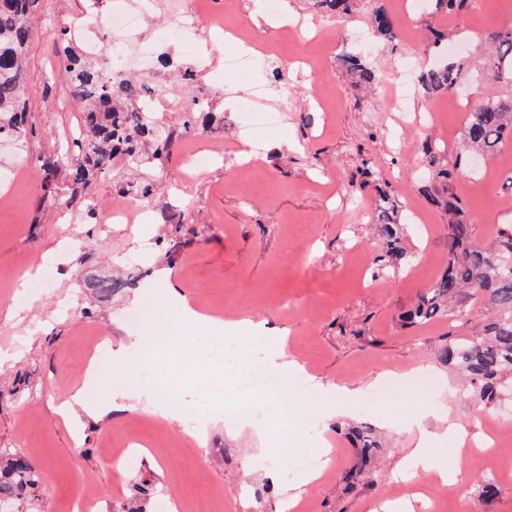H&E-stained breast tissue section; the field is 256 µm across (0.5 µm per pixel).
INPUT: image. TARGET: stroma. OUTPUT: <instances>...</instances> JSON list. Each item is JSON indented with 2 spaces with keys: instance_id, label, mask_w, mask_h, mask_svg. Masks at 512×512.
<instances>
[{
  "instance_id": "stroma-1",
  "label": "stroma",
  "mask_w": 512,
  "mask_h": 512,
  "mask_svg": "<svg viewBox=\"0 0 512 512\" xmlns=\"http://www.w3.org/2000/svg\"><path fill=\"white\" fill-rule=\"evenodd\" d=\"M269 2L204 0L194 47L174 39L157 47L155 74L168 93L155 107L177 134L165 168H138L117 158L86 192L88 203L105 209L124 204L120 183L154 180V222L144 226L87 222L63 193L40 189L36 159L66 148L79 125L60 79L59 31L85 8L107 14L115 0H36L25 91L31 127L0 143L1 171L21 157L28 163L24 177L5 185L0 203V351L11 355L0 365V448L24 455L42 471L30 512H77L90 492L99 512H155L160 500L177 512H282L294 493L301 512H370L378 500L387 512L408 503L415 512L432 505L442 512H512V446L471 456L451 485L424 471L416 482L406 479L418 439L413 419L432 433L427 451L444 467L458 453L454 426L482 435L486 421L495 419L496 408L472 401L464 381L439 358L450 339L475 335L491 310L464 295L455 320L413 327L400 320L448 256V213L438 199H457L477 241L486 245L497 225L512 224V189L498 173L455 169L468 107L453 106L451 94L429 96L415 81L399 78L405 60L419 70L435 60L426 11L398 12L393 40L377 41L368 57L378 81L364 87L351 82L342 56L354 31L368 29L365 16L337 17L319 12L313 0H288L313 29L286 33L276 27ZM435 20L469 31L464 53L474 55L486 31L512 25V0H482L475 18L441 14ZM225 26L260 40L262 52L249 74H227ZM196 47L207 50L209 67L189 87L182 74ZM258 81L270 85L267 107L281 120L259 130V155L250 163L217 159L203 172H187V155L246 149L241 105ZM198 97L208 99L209 119L196 112ZM428 141L452 174L434 182L426 197L420 186L428 174L422 152ZM382 188L416 211L413 219L399 211L397 219L404 248L423 258V270L381 272L376 199ZM87 256L100 276L124 280V287L106 298L80 288L76 274ZM47 258L60 269L56 280L42 296L17 303L20 274ZM163 268L191 303L221 307L226 320L247 318L286 330L289 359L322 382L347 387L341 416L324 420L316 396L304 395L295 381L274 395L244 391L215 360L172 352L156 362L154 373L173 380V390L138 392L123 412L87 416L74 428L58 408L85 376L89 332L103 333L113 346L132 344L135 333L124 315L140 310L149 324L169 326L175 343H182L186 330L167 304L158 277ZM386 371L434 375L439 405L418 389L358 414L357 402L384 386ZM194 405L206 410L196 435L183 418L184 408ZM161 406L172 409L173 418L159 416ZM229 412L241 420V430L225 428ZM353 425L372 428L382 444L364 467L348 435ZM135 436L148 443L140 461L127 470L111 467L109 450L130 445ZM319 440L330 462L309 482L297 463L314 454ZM359 466L362 476L349 484L348 472ZM488 474L496 485L490 498L483 493ZM140 480L153 497L134 493Z\"/></svg>"
}]
</instances>
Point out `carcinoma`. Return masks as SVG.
Masks as SVG:
<instances>
[{
	"instance_id": "carcinoma-1",
	"label": "carcinoma",
	"mask_w": 512,
	"mask_h": 512,
	"mask_svg": "<svg viewBox=\"0 0 512 512\" xmlns=\"http://www.w3.org/2000/svg\"><path fill=\"white\" fill-rule=\"evenodd\" d=\"M34 0H0V133L24 131L28 115L23 95L30 75L25 57L33 36L31 4ZM327 13L350 15L360 0H315ZM435 13L455 14L475 8V0H434ZM371 24L384 37L393 34L396 19L384 8L371 9ZM488 51L478 67L493 81L512 82V26L498 28L487 34ZM348 70L356 82L373 84L377 74L362 58L352 54ZM74 98L82 106L80 112L84 149L70 161L57 154L40 159L41 187L57 188L58 172L69 170L65 187L69 203H81L89 183L112 169L111 158L119 154L141 165L163 162L170 152L175 134L157 119L137 122L131 109L135 108L148 87L131 78L107 75L105 69L66 48L61 56ZM468 72L456 61L438 62L420 74L419 82L429 93H457L463 89ZM464 140L477 156H493L506 142L512 140V98L486 92L471 106L464 128ZM423 152L433 179H448V169L437 162V149L432 142ZM379 208L385 222L380 225L385 254L381 271L396 273L405 264H412L415 255L402 246L404 228L393 220L395 200L378 194ZM440 204L448 211V261L441 274L426 288L414 304L402 315L407 324H425L436 318H454L461 313L456 301L460 295L474 290L483 295L496 314L480 336L463 340L453 339L441 350L440 358L451 369L464 374L474 400L484 406L501 405L504 382L512 381V224H501L494 241L482 247L475 241L474 225L470 224L463 208L451 197ZM80 286L103 294L122 284L100 277L92 266L85 267ZM362 459L369 458L380 448L372 430L356 426L350 432ZM10 476L0 479V500L7 497H32L39 484L37 467L23 457L11 455Z\"/></svg>"
}]
</instances>
